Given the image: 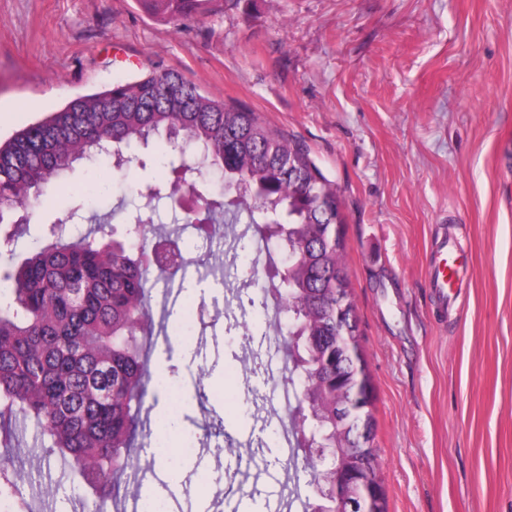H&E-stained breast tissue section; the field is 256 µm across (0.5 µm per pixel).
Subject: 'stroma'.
<instances>
[{"mask_svg": "<svg viewBox=\"0 0 512 512\" xmlns=\"http://www.w3.org/2000/svg\"><path fill=\"white\" fill-rule=\"evenodd\" d=\"M173 70L202 92L304 142L343 199L345 263L373 387V442L388 512H512V0H224L168 22L142 0H0V140L65 103ZM77 166L31 234L0 244V267L84 205ZM236 253L189 238L188 282L210 325L176 337L166 408L200 467L140 415L143 475H177L209 512H303L314 498L286 464L279 397L287 350L260 329L277 298L254 230ZM448 235L470 261L458 314L440 317L425 272ZM230 263L226 284L201 261ZM10 464L31 477L27 512H87L89 492L16 422ZM55 492L46 497L42 485ZM140 512H175L162 488L117 479Z\"/></svg>", "mask_w": 512, "mask_h": 512, "instance_id": "obj_1", "label": "stroma"}]
</instances>
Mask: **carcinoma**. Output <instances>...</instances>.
Wrapping results in <instances>:
<instances>
[{"label":"carcinoma","instance_id":"carcinoma-1","mask_svg":"<svg viewBox=\"0 0 512 512\" xmlns=\"http://www.w3.org/2000/svg\"><path fill=\"white\" fill-rule=\"evenodd\" d=\"M153 12L180 20L223 9L224 0H141ZM164 137L168 147L159 149ZM151 152L158 162L155 181L140 185L133 200L124 198L110 212L92 213L94 228L73 239L52 235L13 269L0 271L11 301L0 305V446L7 448L8 425L18 415L33 419L49 441L46 454L66 459L92 489L91 512H108L107 479L132 469L131 448L137 413L146 397L148 351L153 335L151 289L172 282L189 265L178 253L143 257L155 247L158 203L188 194L189 177L212 170L244 193L232 200L206 193L204 225L211 240H223L241 216L255 228L258 250L271 252L278 240L271 227L287 226L282 250L303 254L278 293L276 336L288 345L298 370L292 428L296 447L307 448L310 410L320 413V431L333 429L336 390L314 380L322 358L314 342L296 350L288 334L350 336L342 350V369L363 376L364 405L353 437L372 445L375 422L372 386L362 356L353 286L343 264L347 245L342 231L343 202L335 186L310 158L302 143L264 124L244 108L217 101L174 71H149L137 80L71 100L10 138L0 141V234L7 243L27 231L28 215L50 195L54 183L74 164L91 169L102 161L120 172ZM134 206L124 223L142 226L122 240L98 237L100 225ZM17 214L19 224L4 223ZM331 460L309 455L303 471L309 485L328 474ZM19 470H0V496L20 497Z\"/></svg>","mask_w":512,"mask_h":512}]
</instances>
